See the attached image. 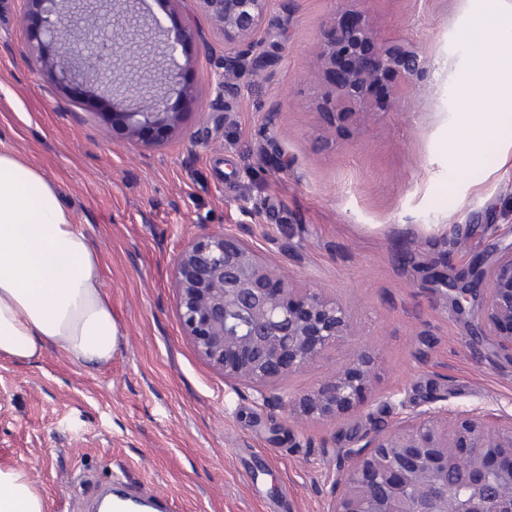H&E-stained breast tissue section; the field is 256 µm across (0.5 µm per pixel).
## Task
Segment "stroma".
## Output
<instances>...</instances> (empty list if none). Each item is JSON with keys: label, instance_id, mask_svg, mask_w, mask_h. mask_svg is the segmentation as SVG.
<instances>
[{"label": "stroma", "instance_id": "stroma-1", "mask_svg": "<svg viewBox=\"0 0 512 512\" xmlns=\"http://www.w3.org/2000/svg\"><path fill=\"white\" fill-rule=\"evenodd\" d=\"M345 0H271L279 43L261 78L224 100V37L198 0H146L142 16L169 36L193 21L198 107L178 92L183 129L152 146L112 132L107 97L75 102L40 73L22 16L0 0V145L45 173L98 256L121 328L110 363L83 367L47 350L34 365L0 358V466L26 469L47 512H89L120 479L165 512H326L353 435L393 425L386 397L414 410L512 416V357L432 288L424 265L447 255L467 273L512 241V124L461 153L494 106L463 96L485 13L512 0H358L385 44L403 43L426 73L391 106L338 115L316 61ZM468 236L456 249L457 230ZM247 241L300 288L346 303L377 378L338 421H293L276 395L257 398L195 352L178 314L174 260L197 237ZM413 262L402 263L404 252Z\"/></svg>", "mask_w": 512, "mask_h": 512}]
</instances>
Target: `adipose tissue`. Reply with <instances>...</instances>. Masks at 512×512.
Instances as JSON below:
<instances>
[{
    "label": "adipose tissue",
    "instance_id": "ef3b65f1",
    "mask_svg": "<svg viewBox=\"0 0 512 512\" xmlns=\"http://www.w3.org/2000/svg\"><path fill=\"white\" fill-rule=\"evenodd\" d=\"M467 38L481 90L512 112V21L483 16ZM119 336L98 258L49 177L0 147V357L18 363L46 349L72 363L108 364ZM0 512H46L21 468L0 467Z\"/></svg>",
    "mask_w": 512,
    "mask_h": 512
}]
</instances>
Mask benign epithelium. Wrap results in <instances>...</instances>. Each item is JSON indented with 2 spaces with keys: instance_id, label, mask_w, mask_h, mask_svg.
Masks as SVG:
<instances>
[{
  "instance_id": "1",
  "label": "benign epithelium",
  "mask_w": 512,
  "mask_h": 512,
  "mask_svg": "<svg viewBox=\"0 0 512 512\" xmlns=\"http://www.w3.org/2000/svg\"><path fill=\"white\" fill-rule=\"evenodd\" d=\"M34 41L57 46L45 67L71 87L93 85L112 104V129L128 144L160 143L182 127L162 89L188 101L197 93L192 60L177 52L197 41L186 25L169 40L133 8V0H26ZM224 36V100L266 65L265 22L271 0H199ZM330 83L327 112L375 109L377 93H396L397 79L422 76L420 56L401 45L384 49L357 10L333 17L317 48ZM178 309L197 354L224 380L259 397L342 348L349 366L318 386L281 397L295 420H337L356 407L376 378V359L355 336L347 305L320 288L298 289L248 243L222 232L202 235L175 258ZM452 300L480 335L512 353V244L489 265L451 282ZM399 421L344 450L326 512H512V418L491 425L476 412L408 411Z\"/></svg>"
}]
</instances>
